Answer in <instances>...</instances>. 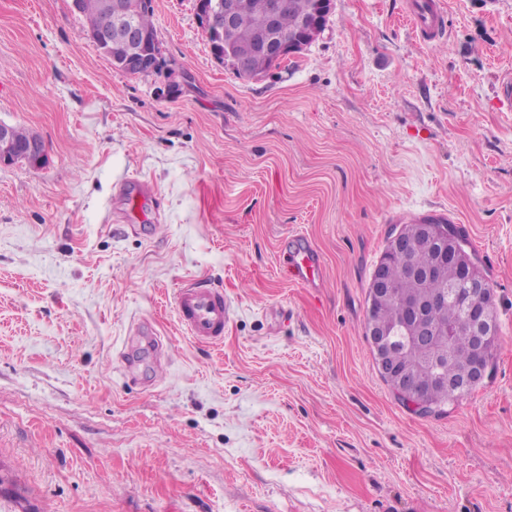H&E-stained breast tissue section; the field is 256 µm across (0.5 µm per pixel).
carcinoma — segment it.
<instances>
[{"label":"carcinoma","instance_id":"cac0c4a2","mask_svg":"<svg viewBox=\"0 0 512 512\" xmlns=\"http://www.w3.org/2000/svg\"><path fill=\"white\" fill-rule=\"evenodd\" d=\"M152 0H127L128 7L135 17L140 32L155 38L157 30L153 22ZM286 8L281 13L278 27L285 35L293 34L298 26L299 19L310 14L316 6L317 0H285ZM104 0H75L73 12L80 15L86 24L89 38L98 35V31L107 26V16L103 9ZM242 12L246 16V26L229 31L222 27L216 28L207 37L212 54L224 56V62L230 64L234 74L244 79H256L266 73L268 63L265 57L246 52L253 33L264 26L262 5L264 0H238ZM96 47L106 56L112 67L123 70L122 62L125 54L120 44L110 46L99 41ZM247 57V65L239 67L233 63V58ZM438 254V247L425 240H418L412 246L411 259L418 266L430 263ZM380 259L387 260L384 275L388 283L397 293V298L386 302L373 311V320L378 331L392 337L396 343L394 354L396 359L404 363L408 360L419 363V368L412 374V381L416 385H428V376L432 371L430 360L432 347L421 344L413 337H408L404 330L407 314L404 313L402 303L409 299H431L429 323L432 325L452 324L455 327L454 335L448 343L452 353V361L448 363V380L457 376V371L470 361V336L458 305L450 300L446 303L439 300L441 284L421 276H406L401 267L403 258L388 255V249H383Z\"/></svg>","mask_w":512,"mask_h":512}]
</instances>
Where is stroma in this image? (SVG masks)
<instances>
[{
	"mask_svg": "<svg viewBox=\"0 0 512 512\" xmlns=\"http://www.w3.org/2000/svg\"><path fill=\"white\" fill-rule=\"evenodd\" d=\"M335 0L259 80L217 61L195 0H152L187 78L113 68L70 0H0V121L43 141L0 165V512H512V0ZM151 183L131 230L120 181ZM447 211L493 290L489 379L443 416L404 406L364 337L401 217ZM303 235L323 276L287 275ZM221 286L219 346L177 322L184 281ZM169 351L137 376L130 324ZM408 20L415 35L424 43L437 39L444 28V17L438 1L412 0Z\"/></svg>",
	"mask_w": 512,
	"mask_h": 512,
	"instance_id": "1",
	"label": "stroma"
}]
</instances>
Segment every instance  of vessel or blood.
<instances>
[{
    "instance_id": "b4317fda",
    "label": "vessel or blood",
    "mask_w": 512,
    "mask_h": 512,
    "mask_svg": "<svg viewBox=\"0 0 512 512\" xmlns=\"http://www.w3.org/2000/svg\"><path fill=\"white\" fill-rule=\"evenodd\" d=\"M408 20L420 41L428 43L437 39L444 28V17L438 0H410ZM131 190L127 213L128 220H135L143 204L154 193L148 182L129 178L125 181ZM323 263L313 248H306L293 255L288 272L291 279L310 286L322 274ZM175 310L180 327L194 341L219 345L224 341V329L231 317V308L224 298L223 289L204 280H191L178 288L175 294ZM133 343L145 342L153 350V365L161 367L165 361L163 345L154 325L139 323L128 334Z\"/></svg>"
}]
</instances>
